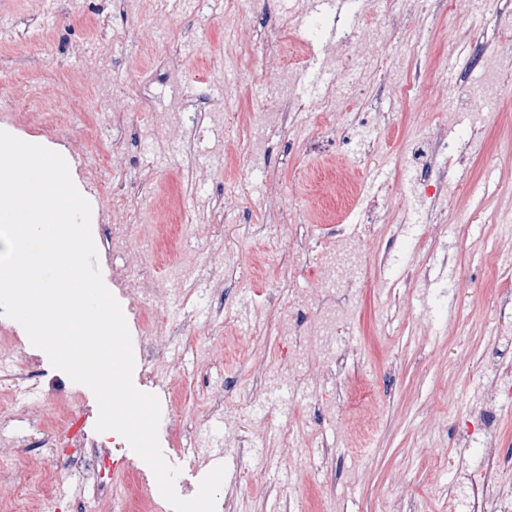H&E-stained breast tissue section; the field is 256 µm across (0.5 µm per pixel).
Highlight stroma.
<instances>
[{
	"label": "stroma",
	"instance_id": "stroma-1",
	"mask_svg": "<svg viewBox=\"0 0 512 512\" xmlns=\"http://www.w3.org/2000/svg\"><path fill=\"white\" fill-rule=\"evenodd\" d=\"M346 2L336 28L379 37L350 47L364 64L334 88L304 72L333 69L337 54L314 10L289 24L296 0H0V125L71 156L95 202L91 235L131 334L133 383L160 400L177 493L195 496L211 452L225 451L217 512H460L484 447L462 452L457 440L488 408L500 454L512 453V399L489 397L497 373L512 371V0H426L416 11L398 0L377 17L376 0ZM285 23V38L263 41ZM487 79L500 114L481 128V99L456 91ZM281 97L311 109L280 125L266 105ZM359 112L387 121L353 134L373 140L370 159L339 139ZM255 124L269 135L252 146ZM443 130L457 151L434 204L423 186L440 162L417 153ZM375 217L404 229L377 239L349 288L320 295L313 273L342 245L330 228ZM119 227L128 240L115 249ZM215 262L219 292L205 276ZM127 265L144 273L137 309L112 277ZM332 303L346 355L331 370L307 347L311 377L295 382L293 336L314 335ZM0 345L36 363L30 396L44 404L42 423L0 426V475L27 489L17 512L62 502L128 512L135 495L173 512L127 441L96 431L91 389L1 313ZM217 388L224 413L212 416ZM74 420L90 449L66 462L42 438ZM97 447L118 463L102 483Z\"/></svg>",
	"mask_w": 512,
	"mask_h": 512
}]
</instances>
